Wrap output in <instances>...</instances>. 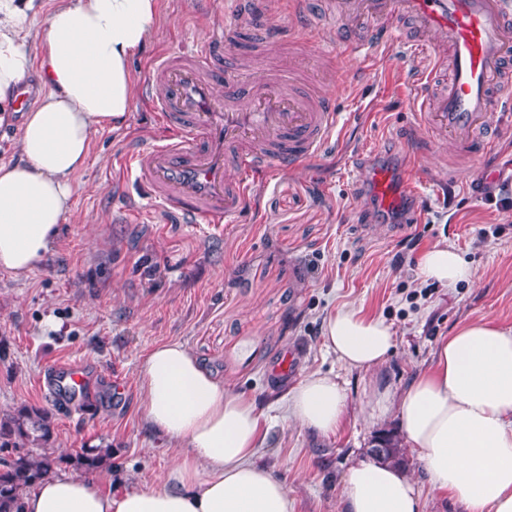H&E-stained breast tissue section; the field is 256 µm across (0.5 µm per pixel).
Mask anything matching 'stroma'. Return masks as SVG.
Wrapping results in <instances>:
<instances>
[{
    "label": "stroma",
    "instance_id": "35a3bbf8",
    "mask_svg": "<svg viewBox=\"0 0 512 512\" xmlns=\"http://www.w3.org/2000/svg\"><path fill=\"white\" fill-rule=\"evenodd\" d=\"M264 11L262 33L234 0H159L157 31L132 60L131 110L119 127L93 133L46 259L25 274L0 270V415L46 409L54 453L108 445L112 471L99 480L155 486L177 450L147 427L138 372L151 348L179 341L272 419L255 460L285 481L294 512H341L351 460L398 426L393 414L369 421L374 382L401 391L463 324L512 328V120L493 115L496 138L476 154L431 123L417 88L439 58L412 19L386 20L393 47L365 56L338 39L336 0H320L312 16L292 0H264ZM221 26L232 31L224 66L257 82L306 81L333 103L336 123L308 160L257 174L229 222L181 224L149 206L119 161L168 134L146 98L151 61ZM377 163L414 183L417 223L378 209L362 176ZM437 244L463 256L469 280L448 287L419 275L420 257ZM345 306L391 324L396 346L382 365L353 370L326 352V322ZM286 351L296 366L281 379L270 367ZM79 362L92 388L86 399H61L52 371ZM317 371L347 395L333 434L283 417L289 391Z\"/></svg>",
    "mask_w": 512,
    "mask_h": 512
}]
</instances>
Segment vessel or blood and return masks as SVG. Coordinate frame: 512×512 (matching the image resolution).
Instances as JSON below:
<instances>
[{
	"instance_id": "1",
	"label": "vessel or blood",
	"mask_w": 512,
	"mask_h": 512,
	"mask_svg": "<svg viewBox=\"0 0 512 512\" xmlns=\"http://www.w3.org/2000/svg\"><path fill=\"white\" fill-rule=\"evenodd\" d=\"M342 12L374 21L373 29L346 31L361 49L386 44L377 20L415 17L437 48L448 51L450 75L434 94V124L460 149H485L482 131L512 87V0H344ZM228 37L219 29L206 42L156 61L147 92L170 134L123 161L148 197L186 224H221L235 216L246 201L249 172L311 158L335 124L331 104L311 101L297 85L245 81L223 70ZM231 169L238 180L228 179ZM368 185L383 209L418 219V209H404L391 169L371 167Z\"/></svg>"
}]
</instances>
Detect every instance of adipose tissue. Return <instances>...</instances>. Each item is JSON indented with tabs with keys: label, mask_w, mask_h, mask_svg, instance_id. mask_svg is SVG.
<instances>
[{
	"label": "adipose tissue",
	"mask_w": 512,
	"mask_h": 512,
	"mask_svg": "<svg viewBox=\"0 0 512 512\" xmlns=\"http://www.w3.org/2000/svg\"><path fill=\"white\" fill-rule=\"evenodd\" d=\"M31 3L0 0V117L14 111L22 84L39 85L19 159L0 164V269L16 274L48 253L93 132L130 112L131 62L159 21L158 0H57L37 30ZM32 36L36 56L27 48ZM418 271L450 286L471 276L446 246L427 250ZM394 345L381 317L343 308L327 321L324 347L349 368L382 364ZM138 382L147 425L179 448L159 484L115 491L61 472L25 495L23 512H293L285 482L254 462L269 424L252 397L224 387L177 341L147 352ZM346 398L335 377L315 372L290 391L287 410L302 427L333 434ZM368 407L374 421L397 412L432 490L465 512H512V329L486 320L457 328L432 366L399 393L374 391ZM421 509V493L401 469L374 458L348 467L342 512Z\"/></svg>",
	"instance_id": "obj_1"
}]
</instances>
